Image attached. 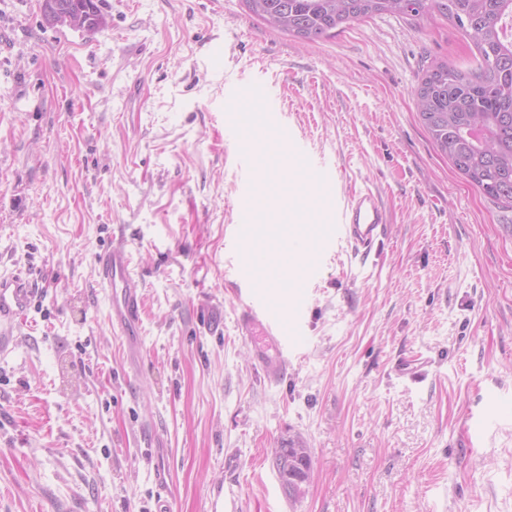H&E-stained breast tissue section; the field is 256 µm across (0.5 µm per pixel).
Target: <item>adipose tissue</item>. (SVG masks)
<instances>
[{"mask_svg": "<svg viewBox=\"0 0 512 512\" xmlns=\"http://www.w3.org/2000/svg\"><path fill=\"white\" fill-rule=\"evenodd\" d=\"M246 136L265 176L247 228L250 270L262 287L293 288L302 280L313 240L296 166L276 134L250 127Z\"/></svg>", "mask_w": 512, "mask_h": 512, "instance_id": "obj_1", "label": "adipose tissue"}]
</instances>
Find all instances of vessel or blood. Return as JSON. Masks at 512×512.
I'll list each match as a JSON object with an SVG mask.
<instances>
[{
  "mask_svg": "<svg viewBox=\"0 0 512 512\" xmlns=\"http://www.w3.org/2000/svg\"><path fill=\"white\" fill-rule=\"evenodd\" d=\"M389 221L379 192L363 188L350 193L336 214V221L322 225L318 235L344 238L355 257L368 259L386 236ZM98 280L109 299V319L114 329L126 338L127 358L137 362L140 358L139 333L142 324L143 302L129 253L122 248H107L96 260ZM37 291L29 271L18 269L0 274V351H8L9 327L25 318L31 309ZM244 336L278 349L275 359L266 363L270 380H278L287 368L280 351L287 345L292 331L280 323L277 316L259 299H251L241 318ZM147 450L154 460V481L160 491H169L173 475L167 466L165 450L158 442H150Z\"/></svg>",
  "mask_w": 512,
  "mask_h": 512,
  "instance_id": "1",
  "label": "vessel or blood"
}]
</instances>
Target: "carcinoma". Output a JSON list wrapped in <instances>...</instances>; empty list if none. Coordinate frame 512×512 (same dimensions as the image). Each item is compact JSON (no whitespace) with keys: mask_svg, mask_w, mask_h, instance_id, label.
Listing matches in <instances>:
<instances>
[{"mask_svg":"<svg viewBox=\"0 0 512 512\" xmlns=\"http://www.w3.org/2000/svg\"><path fill=\"white\" fill-rule=\"evenodd\" d=\"M270 27L307 41L328 37L352 21L381 15L438 13L475 45L480 60L465 73L441 62L429 66L414 89L419 119L435 147L485 196L512 208V0H243ZM52 26L73 27L82 14L90 31L105 22L99 0H43ZM298 436L281 442L274 461L289 495L303 493L311 453Z\"/></svg>","mask_w":512,"mask_h":512,"instance_id":"cac0c4a2","label":"carcinoma"}]
</instances>
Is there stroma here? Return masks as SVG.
Wrapping results in <instances>:
<instances>
[{
	"mask_svg": "<svg viewBox=\"0 0 512 512\" xmlns=\"http://www.w3.org/2000/svg\"><path fill=\"white\" fill-rule=\"evenodd\" d=\"M0 0V273L35 306L0 354V512H155L143 438L168 450L170 512H512V209L431 144L426 68H475L442 17L390 15L292 38L241 0H102L93 31ZM262 85L280 134L331 165L307 208L380 191L367 262L316 250L283 314L303 313L280 382L238 319L243 195L261 175L227 148L228 93ZM132 257L142 360L129 370L96 256ZM297 435L300 498L271 451Z\"/></svg>",
	"mask_w": 512,
	"mask_h": 512,
	"instance_id": "35a3bbf8",
	"label": "stroma"
}]
</instances>
